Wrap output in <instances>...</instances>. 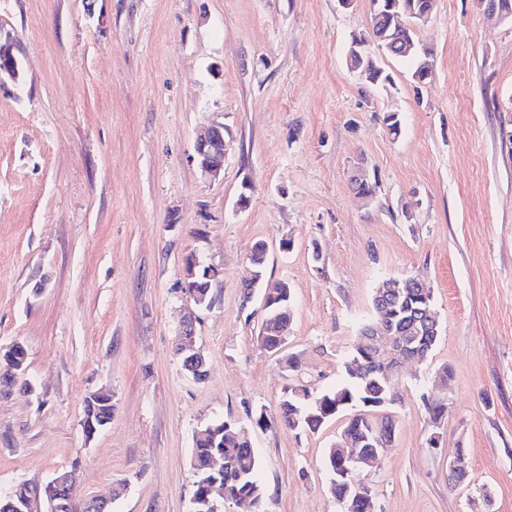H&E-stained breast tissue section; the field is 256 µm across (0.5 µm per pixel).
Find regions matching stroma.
Returning <instances> with one entry per match:
<instances>
[{"label": "stroma", "instance_id": "1", "mask_svg": "<svg viewBox=\"0 0 512 512\" xmlns=\"http://www.w3.org/2000/svg\"><path fill=\"white\" fill-rule=\"evenodd\" d=\"M369 17V0H0L22 72L0 85V349L27 352L0 393L1 495L68 470L75 506L191 512L195 434L224 419L255 450L263 512H345L324 465L341 420L291 430L279 407L343 384L378 284L416 276L441 334L394 379L393 442L359 479L375 512H512V21L436 0L417 29L432 78L380 52L391 81L373 85L345 62ZM216 121L213 180L195 138ZM259 240L292 293L276 353L243 297ZM192 252L220 271L196 312L201 381L174 352ZM102 391L112 421L89 437Z\"/></svg>", "mask_w": 512, "mask_h": 512}]
</instances>
